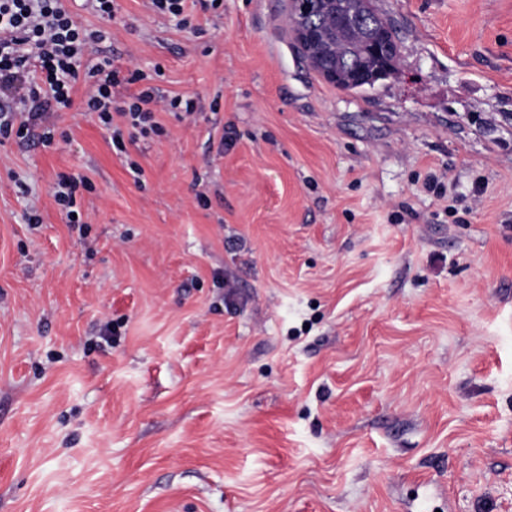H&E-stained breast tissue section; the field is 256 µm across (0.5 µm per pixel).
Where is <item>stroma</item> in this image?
<instances>
[{
    "instance_id": "stroma-1",
    "label": "stroma",
    "mask_w": 512,
    "mask_h": 512,
    "mask_svg": "<svg viewBox=\"0 0 512 512\" xmlns=\"http://www.w3.org/2000/svg\"><path fill=\"white\" fill-rule=\"evenodd\" d=\"M63 4L198 114L0 141V512H512V0H374L358 90L286 0ZM188 0H148L149 8L158 15L168 16L171 20H176L177 25L182 27L188 24L187 15H185L186 2ZM288 17L294 38L310 65L329 83L336 85L341 75L328 65L336 18V0H287ZM388 35L395 43V50L387 56L386 59H374L368 54L354 53L357 56V61L364 67L366 73V80L363 83L357 81H344L337 87L344 90L360 89L365 85L373 86L378 80L384 79L394 72L396 63L399 56L398 39L396 37L393 27L388 23ZM80 186L84 189L90 188L85 178L61 176L52 188L53 197L59 205L63 206L67 223L70 224H81V213L72 209L76 206V191Z\"/></svg>"
}]
</instances>
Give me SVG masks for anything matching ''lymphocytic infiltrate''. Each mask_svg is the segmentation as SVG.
<instances>
[{
  "mask_svg": "<svg viewBox=\"0 0 512 512\" xmlns=\"http://www.w3.org/2000/svg\"><path fill=\"white\" fill-rule=\"evenodd\" d=\"M106 37V31L75 22L61 0H0V136H35L51 144V119L72 107L80 82L88 87L83 111L96 116L120 152L126 149L125 135L162 134L156 119L159 108L194 114V100L170 97L146 85L141 70L121 74L106 56L89 62L94 46ZM138 82L142 90L117 101V87Z\"/></svg>",
  "mask_w": 512,
  "mask_h": 512,
  "instance_id": "obj_1",
  "label": "lymphocytic infiltrate"
}]
</instances>
